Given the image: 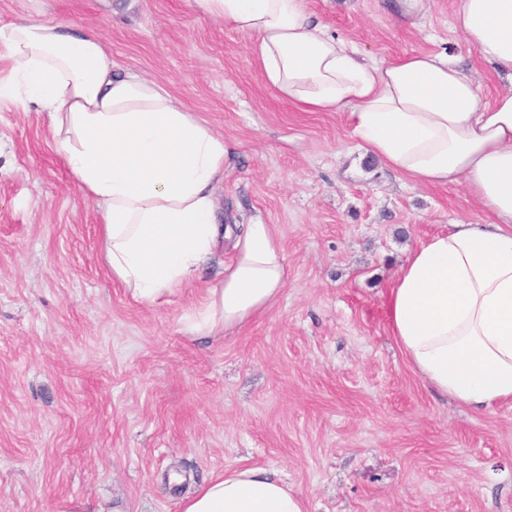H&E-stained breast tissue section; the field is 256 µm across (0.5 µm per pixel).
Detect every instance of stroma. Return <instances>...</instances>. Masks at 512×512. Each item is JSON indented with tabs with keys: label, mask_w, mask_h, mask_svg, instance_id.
Instances as JSON below:
<instances>
[{
	"label": "stroma",
	"mask_w": 512,
	"mask_h": 512,
	"mask_svg": "<svg viewBox=\"0 0 512 512\" xmlns=\"http://www.w3.org/2000/svg\"><path fill=\"white\" fill-rule=\"evenodd\" d=\"M333 36L390 62L445 52L494 96L502 83L454 31V0L420 27L384 0H308ZM96 31L222 135L223 224L274 225L279 298L243 327L192 340L232 255L163 301L112 277L99 215L36 105L0 102V512H180L242 466L277 471L307 512H512V403L435 394L390 333L389 286L409 251L482 219L462 185L414 184L371 157L346 113L303 112L266 85L249 41L189 0H0V22Z\"/></svg>",
	"instance_id": "1"
}]
</instances>
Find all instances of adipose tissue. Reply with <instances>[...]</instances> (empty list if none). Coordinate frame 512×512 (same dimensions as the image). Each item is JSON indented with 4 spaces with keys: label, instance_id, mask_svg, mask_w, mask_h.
Returning a JSON list of instances; mask_svg holds the SVG:
<instances>
[{
    "label": "adipose tissue",
    "instance_id": "adipose-tissue-1",
    "mask_svg": "<svg viewBox=\"0 0 512 512\" xmlns=\"http://www.w3.org/2000/svg\"><path fill=\"white\" fill-rule=\"evenodd\" d=\"M308 0H191L248 38L264 81L305 112L348 113L367 152L428 187L465 185L486 214L414 248L388 300L389 326L435 392L474 411L512 401V0H455L453 27L507 83L487 99L448 54L365 56L315 21ZM0 100L40 107L72 179L101 216L113 279L153 303L188 286L224 240L223 279L187 316L212 339L262 314L288 263L273 225L218 222L223 136L166 89L115 74L100 36L46 21L0 24ZM180 512H306L276 472L210 476Z\"/></svg>",
    "mask_w": 512,
    "mask_h": 512
}]
</instances>
